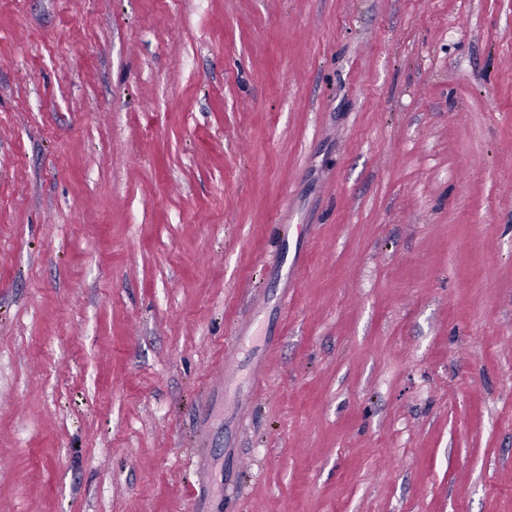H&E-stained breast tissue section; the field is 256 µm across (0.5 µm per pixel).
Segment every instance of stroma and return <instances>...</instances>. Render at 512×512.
<instances>
[{
    "mask_svg": "<svg viewBox=\"0 0 512 512\" xmlns=\"http://www.w3.org/2000/svg\"><path fill=\"white\" fill-rule=\"evenodd\" d=\"M0 512H512V0H0Z\"/></svg>",
    "mask_w": 512,
    "mask_h": 512,
    "instance_id": "obj_1",
    "label": "stroma"
}]
</instances>
